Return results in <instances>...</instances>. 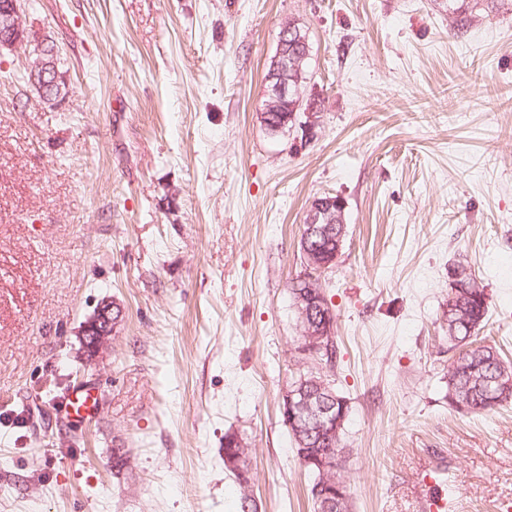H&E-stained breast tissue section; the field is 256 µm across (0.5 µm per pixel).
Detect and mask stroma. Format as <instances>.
<instances>
[{
  "label": "stroma",
  "instance_id": "stroma-1",
  "mask_svg": "<svg viewBox=\"0 0 512 512\" xmlns=\"http://www.w3.org/2000/svg\"><path fill=\"white\" fill-rule=\"evenodd\" d=\"M22 19L0 52V512H238L228 432L258 512H310L280 405L314 365L288 284L325 194L346 203L321 282L350 512H512V403L446 397L457 263L489 297L479 340L512 361V16L456 33L448 0H22ZM288 21L309 82L273 136ZM44 51L66 82L49 100L25 77ZM105 301L122 319L90 359ZM87 381L99 413L68 425ZM288 34L295 35V24L293 23H285L281 26L279 39H278V47L277 52L270 63V72L271 75L267 79V81H273L274 78L279 77L278 82L269 86L266 90V101L265 106L266 110L275 109L281 102L290 99L288 96L294 98L297 104H300L303 100L302 97V87H304L307 83V79L309 76V56L305 59L301 64L300 68H297L290 72V83L298 82L293 87H288V80L284 79L285 74H288V69L292 66L296 68L297 61L295 58L288 59V52L285 51L286 40L288 39ZM225 442H227L225 444ZM224 468L228 471V462L231 463V460L235 458V462L239 463L243 469H248L251 467V456H252V448H249L247 443L244 442L242 437H239L235 433H225L224 435ZM231 472V471H230ZM239 474L240 480L245 483L248 479V472L244 470H236ZM232 473V472H231ZM235 477L236 481L239 484L241 489L240 496V504L239 509L240 512H257L258 507L256 502L251 498L247 493V487L243 486L241 481L236 477L235 474L232 473ZM252 479L247 480V485L249 486Z\"/></svg>",
  "mask_w": 512,
  "mask_h": 512
}]
</instances>
